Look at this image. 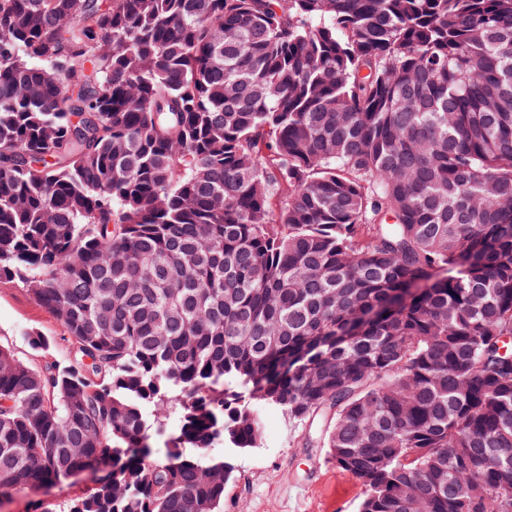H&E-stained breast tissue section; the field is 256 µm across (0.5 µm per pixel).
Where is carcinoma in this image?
Instances as JSON below:
<instances>
[{"mask_svg":"<svg viewBox=\"0 0 512 512\" xmlns=\"http://www.w3.org/2000/svg\"><path fill=\"white\" fill-rule=\"evenodd\" d=\"M2 279L75 360L0 346V498L224 512L272 405L361 512H507L512 0H0ZM96 476L97 473L93 470L81 471L76 477L40 489L38 494L43 499L57 503L78 494L84 488L92 486Z\"/></svg>","mask_w":512,"mask_h":512,"instance_id":"obj_1","label":"carcinoma"}]
</instances>
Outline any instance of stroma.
<instances>
[{"label": "stroma", "instance_id": "35a3bbf8", "mask_svg": "<svg viewBox=\"0 0 512 512\" xmlns=\"http://www.w3.org/2000/svg\"><path fill=\"white\" fill-rule=\"evenodd\" d=\"M46 336L48 345L32 348L30 333ZM0 345L18 357L68 365L73 348L52 313L39 305L26 288L0 281ZM262 437L259 447L226 449L234 467L224 494V512H359L365 496L362 484L328 460L322 445L305 447L308 434L320 423L301 424L274 406L257 410Z\"/></svg>", "mask_w": 512, "mask_h": 512}]
</instances>
